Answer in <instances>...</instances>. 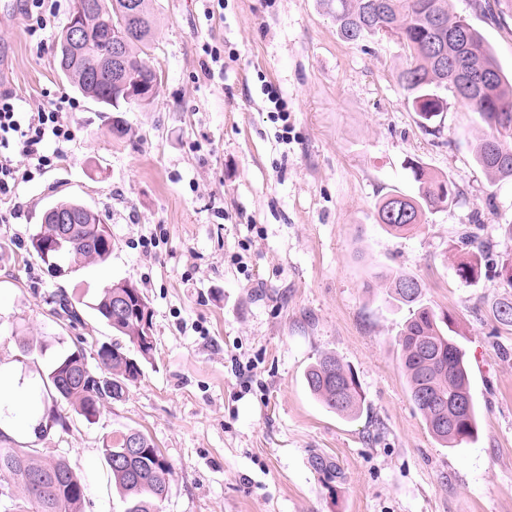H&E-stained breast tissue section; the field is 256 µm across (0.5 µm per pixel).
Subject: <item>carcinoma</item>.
I'll return each mask as SVG.
<instances>
[{"label": "carcinoma", "mask_w": 512, "mask_h": 512, "mask_svg": "<svg viewBox=\"0 0 512 512\" xmlns=\"http://www.w3.org/2000/svg\"><path fill=\"white\" fill-rule=\"evenodd\" d=\"M88 3L85 42L78 54H66V34L77 5ZM151 0H72L67 24L57 39V60L67 81L84 97L107 110L126 112L150 104L154 67L148 61L153 41ZM344 42L359 44L375 37L369 29L388 25L395 40L406 50V63L397 74L407 101L421 128L427 130L447 108L439 90L451 89L457 99L488 128L472 143L474 162L490 183L512 178V79L498 64L482 34L458 14L453 0H320ZM126 40L121 66L112 61V34ZM122 71L126 90L112 85L115 68ZM462 70L473 75L491 73L494 82L472 85L467 90L454 77ZM418 192L408 196L398 190L376 205L377 223L400 235L425 223L427 216L457 204L462 196L457 183L432 171L420 161L409 162ZM74 215L69 246L49 255L39 242H55L61 226L53 223L57 212ZM102 220L83 204L63 201L46 209L32 245L41 261L55 274L77 263H103L112 254V241L100 237ZM463 247L453 262L455 275L470 284L481 275V257L490 244L467 231ZM511 277L508 291L491 307L494 320L512 327V256L506 255L497 275ZM387 296L406 306L409 317L399 333L401 364L410 399L432 437L444 448H456L475 439L477 413L470 391L466 353L456 338L453 320L423 304L421 281L409 274L385 276ZM124 289L113 284L103 289L93 309L112 328L115 339L96 351L91 367L81 350L54 363L47 375L46 391L53 401L66 403L86 421L100 413L103 400L122 397L128 384L142 373L141 360L152 348L138 350L140 358L128 355L125 345L137 346L142 317L137 299L125 311L114 309V296ZM310 394L327 410L343 417L357 416L364 403L353 369L330 353L320 355L304 375ZM465 404L459 408V404ZM102 456L112 483L121 498L120 512H159L168 493L172 467L154 442L142 432L128 429L103 443ZM0 512H83L84 485L62 456L43 457L30 448H0Z\"/></svg>", "instance_id": "obj_1"}]
</instances>
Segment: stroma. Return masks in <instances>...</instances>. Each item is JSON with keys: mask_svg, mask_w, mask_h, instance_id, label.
<instances>
[{"mask_svg": "<svg viewBox=\"0 0 512 512\" xmlns=\"http://www.w3.org/2000/svg\"><path fill=\"white\" fill-rule=\"evenodd\" d=\"M454 0L512 73V17L493 21ZM155 98L122 113L81 100L63 113L74 138L54 166L0 196V364L31 403L25 430H0V448L62 455L85 486V512H117L101 448L136 429L171 463L162 512H512V328L492 302L505 288L492 261L463 285L452 263L472 225L505 253L512 180L490 184L474 163L473 112L448 96L440 133L422 131L396 75L394 42H343L319 0H151ZM70 0L29 34L22 6L0 16V91L24 111L76 91L55 61ZM223 67L205 76V48ZM275 87L287 122L268 117ZM419 160L463 195L395 236L377 224L391 190L413 195ZM77 200L112 235L102 264L58 275L32 236L55 202ZM423 284L424 304L455 319L480 428L444 448L412 404L398 334L407 308L389 302L382 274ZM129 280L152 313L153 350L139 379L105 402L95 422L53 404V362L93 354L112 330L94 304ZM80 314L57 315L60 296ZM34 341L22 353L17 333ZM351 366L366 397L346 420L309 395L303 374L318 355ZM67 414L50 423L51 411ZM337 468L316 469L315 458Z\"/></svg>", "mask_w": 512, "mask_h": 512, "instance_id": "35a3bbf8", "label": "stroma"}]
</instances>
